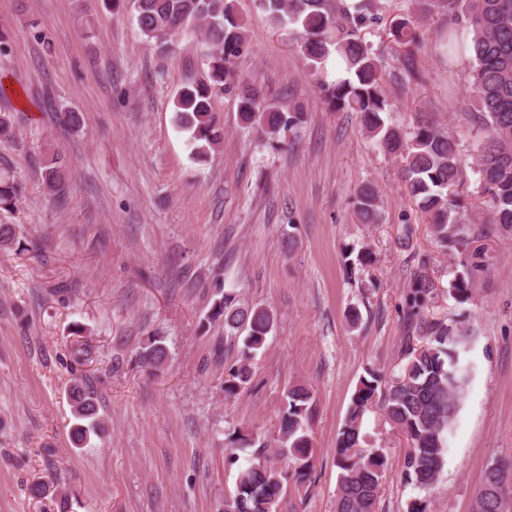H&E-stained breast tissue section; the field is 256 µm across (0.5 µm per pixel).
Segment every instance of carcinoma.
<instances>
[{"mask_svg":"<svg viewBox=\"0 0 512 512\" xmlns=\"http://www.w3.org/2000/svg\"><path fill=\"white\" fill-rule=\"evenodd\" d=\"M448 14L467 30L459 40L448 29L444 47L448 58L469 53L473 62L471 85L481 132L476 166L482 189L490 197L488 224L512 228V0H441ZM140 33L155 53L168 55L181 42L200 32L207 46L206 78L186 85L175 102V120L191 132L193 155L210 157L224 137V128L212 109L216 97L229 96L237 105L241 123L260 133L270 147L277 148L286 132L301 124L303 108L288 110L254 89L235 67L248 51L243 21L234 0H128ZM259 8L276 26H297L296 47L311 69L319 71L331 56L344 66L347 78L322 85L328 102L338 111L360 117L369 137L387 154L399 159L407 177L408 195L418 208L433 217L436 241L448 251L468 245L465 219L457 210L458 198L468 185L458 141L429 125L406 131L385 124L382 114L390 104L382 90L381 70L360 29L366 13L376 8L375 0H364L350 12L344 0H258ZM392 41L412 47L423 35L416 20L406 14L390 28ZM44 184L63 201L64 172L60 158L44 167ZM20 187L0 178V207L10 208ZM355 212L364 224H376L380 211L378 196L371 186L355 194ZM426 260L419 259L405 299V317L419 332L420 343L407 337L400 374L386 380L371 373L360 380L336 443L337 494L335 512H377L387 464L381 448L362 447L361 434L368 407L378 406L386 422L407 443L402 479L418 489L432 486L440 477L447 451V434L456 416L460 395L469 378L465 353L471 341L462 322L456 319L428 320L421 308L434 284L425 273ZM449 294L459 304L470 299L468 273L454 275ZM208 318L224 322V338H242L238 362L224 379V393L234 395L253 376L252 360L267 345L275 327L273 312L263 305L241 306L231 293L213 302ZM168 350L159 336H150L139 351V360L151 369L162 367ZM74 422L71 440L80 448L91 436L107 430L99 415L95 392L86 378L74 377L67 391ZM315 414L311 390L290 386L284 394L278 435L281 454L297 466L300 477L310 466L313 438L310 424ZM283 490L282 474L270 467L263 452L238 468L234 492L224 499V512H277ZM35 498L52 495L62 502L61 512H70L67 495L59 493L57 477L39 481L29 488ZM512 496V465L506 462L485 469L477 489L473 512H505L506 497Z\"/></svg>","mask_w":512,"mask_h":512,"instance_id":"cac0c4a2","label":"carcinoma"}]
</instances>
